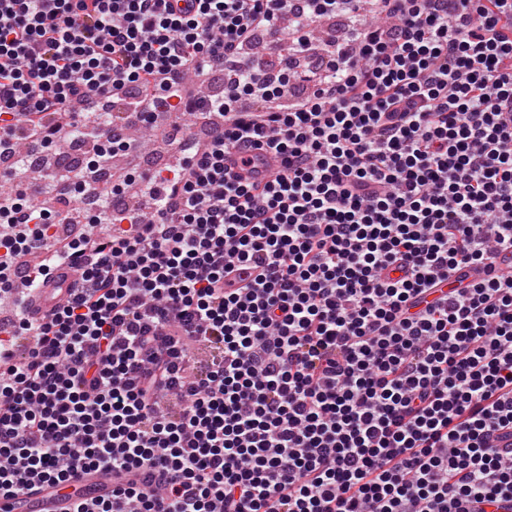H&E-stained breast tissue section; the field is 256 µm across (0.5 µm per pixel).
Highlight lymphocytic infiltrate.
<instances>
[{"label": "lymphocytic infiltrate", "instance_id": "lymphocytic-infiltrate-1", "mask_svg": "<svg viewBox=\"0 0 512 512\" xmlns=\"http://www.w3.org/2000/svg\"><path fill=\"white\" fill-rule=\"evenodd\" d=\"M365 3L378 23L318 50L308 28ZM219 67L203 98L191 71ZM161 99L208 131L170 175L113 180L151 216L81 211ZM67 120L91 164L59 207L0 193V498L103 469L111 497L71 512L512 501V0H0V143L58 147ZM65 213L107 231L61 237ZM64 263L34 316L18 278ZM194 343L220 350L206 374ZM57 286L62 288H54ZM30 289L29 300L32 307L38 312V315H43L50 312L52 308L63 299L66 293V284H41Z\"/></svg>", "mask_w": 512, "mask_h": 512}]
</instances>
